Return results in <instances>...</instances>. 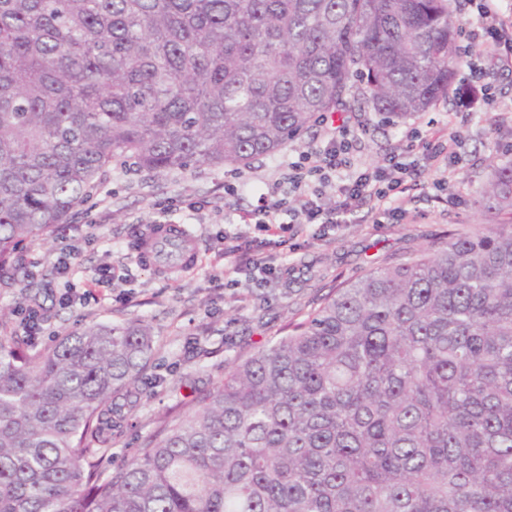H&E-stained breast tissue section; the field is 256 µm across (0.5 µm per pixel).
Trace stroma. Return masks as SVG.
I'll list each match as a JSON object with an SVG mask.
<instances>
[{"mask_svg": "<svg viewBox=\"0 0 512 512\" xmlns=\"http://www.w3.org/2000/svg\"><path fill=\"white\" fill-rule=\"evenodd\" d=\"M480 54L483 78L506 111L470 116L447 99L393 122L372 111L361 115L369 129L358 148L363 162L398 150L403 131L413 125L430 122L438 130L454 125L464 132L462 160L448 169L446 195L431 190L435 174L424 168L419 179L425 193L402 200V208L416 216L413 223L357 218L327 236L312 224L283 245L262 243L252 225H238L241 243L259 248L279 272L258 288L225 286V211L255 206L266 184L280 178L288 156L322 145L326 129L317 123L286 150L243 167L244 186L233 198L224 195L221 168L156 173L113 163L90 199L68 216V234L44 236L25 250L21 265L0 271V312L10 327L19 328L23 309L41 316L43 330L31 337L33 348L94 323L142 319L152 326L154 356L138 384L137 402L125 407L113 433V465L140 448L169 413L193 411L196 397L223 380L238 356L282 336L293 314L318 307L339 284L405 260L441 242L449 230L512 223L511 214L487 210L480 196L492 169L512 159V72L503 69L493 50ZM171 198L185 203L174 219L197 237L198 255L192 269L164 274L138 261L131 242L144 238ZM193 201L205 202V209L190 211ZM66 254L73 271L64 278L56 266Z\"/></svg>", "mask_w": 512, "mask_h": 512, "instance_id": "stroma-1", "label": "stroma"}]
</instances>
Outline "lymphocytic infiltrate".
<instances>
[{
	"label": "lymphocytic infiltrate",
	"mask_w": 512,
	"mask_h": 512,
	"mask_svg": "<svg viewBox=\"0 0 512 512\" xmlns=\"http://www.w3.org/2000/svg\"><path fill=\"white\" fill-rule=\"evenodd\" d=\"M473 20L468 32V47L462 48L464 67L469 78L460 80L450 90L457 105L470 112L495 110L497 102L482 83L480 70L473 61L469 46L481 44L499 50V60L512 66V13L503 12L499 0H465ZM366 127L334 126L327 143L300 152L288 162L283 180L268 184L258 205L246 212L225 215L228 224H252L265 235L279 237L288 229L304 232L310 224H346L363 204H370L378 216H405L402 199L421 190L417 176L420 165L447 168L459 161L462 134L448 127L440 132H422L410 127L405 133V150L369 163H355L357 140L367 135ZM419 151L412 160L411 151ZM296 193V206H289L286 196Z\"/></svg>",
	"instance_id": "lymphocytic-infiltrate-1"
}]
</instances>
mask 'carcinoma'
<instances>
[{
  "label": "carcinoma",
  "mask_w": 512,
  "mask_h": 512,
  "mask_svg": "<svg viewBox=\"0 0 512 512\" xmlns=\"http://www.w3.org/2000/svg\"><path fill=\"white\" fill-rule=\"evenodd\" d=\"M448 0H0V268L123 157L245 167L327 112L428 111ZM512 213V162L482 195ZM142 320L0 333V512H512V224L327 295L103 466Z\"/></svg>",
  "instance_id": "obj_1"
}]
</instances>
